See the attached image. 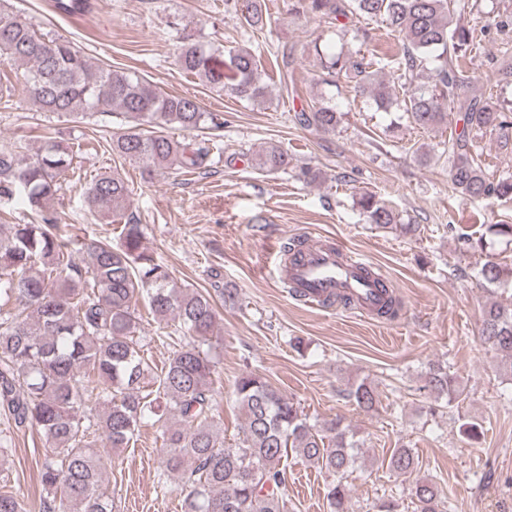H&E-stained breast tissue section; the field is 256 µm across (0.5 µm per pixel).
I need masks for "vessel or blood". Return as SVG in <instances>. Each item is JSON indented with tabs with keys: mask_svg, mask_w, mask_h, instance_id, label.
Segmentation results:
<instances>
[{
	"mask_svg": "<svg viewBox=\"0 0 512 512\" xmlns=\"http://www.w3.org/2000/svg\"><path fill=\"white\" fill-rule=\"evenodd\" d=\"M368 268L361 255L316 242L298 258L281 262L278 278L309 305L319 307L329 297L346 294L356 311L370 315L386 300L389 289L386 278L368 275Z\"/></svg>",
	"mask_w": 512,
	"mask_h": 512,
	"instance_id": "vessel-or-blood-1",
	"label": "vessel or blood"
}]
</instances>
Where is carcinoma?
Here are the masks:
<instances>
[{"label":"carcinoma","instance_id":"1","mask_svg":"<svg viewBox=\"0 0 512 512\" xmlns=\"http://www.w3.org/2000/svg\"><path fill=\"white\" fill-rule=\"evenodd\" d=\"M224 5L232 6L251 31L267 26L262 0H225ZM56 8L80 14L92 3L56 0ZM464 9L461 0H288V12L297 17L312 15L328 24L341 17L368 18L403 43L391 59L368 60L331 43L316 45L321 83L327 86L345 77L377 110L403 112L423 129L447 125L448 104L460 90H472L462 129L444 149L452 189L469 200H512V177L489 180L472 150V135L478 133L496 132L505 146L512 141V106L473 85L457 64L474 47L470 29L461 22ZM0 61L25 66L32 100L44 112H119L124 128L112 137V154L149 172L196 169L208 155L206 148L182 144L164 130L224 126L220 115L204 111L195 97L167 94L131 73L96 66L72 42L47 40L29 20L2 11ZM176 63L241 100L260 103L268 95L256 57L246 49L217 55L184 32ZM386 68L389 81L377 76ZM340 118L329 102L294 115L298 124L324 132L335 130ZM73 161V150L49 139L26 158L0 149V198L22 196L33 213L26 224H0V407L15 428L35 427L43 437L44 512H112V500L102 491L107 461L90 430L96 428L109 448H127L148 423L160 424L163 475L182 484L187 512H287L282 462L290 452L333 476L326 488L330 512H349L346 478L362 447L356 432L339 418L320 426L308 422L292 399L255 373L246 372L236 382L245 426L239 442L224 446L212 389L216 310L210 294L175 283L144 247L142 225L131 218L115 244L62 238L45 206ZM289 164L288 153L277 146L255 159V167L268 173L285 171ZM127 199V184L117 171L94 179L85 196L90 211L109 217L124 216ZM356 204L369 224L416 231L372 193L359 195ZM83 255L84 269L77 263ZM480 273L496 285L504 268L489 259ZM140 299L156 322L172 321L188 336L158 373L135 336ZM481 340L512 372V307H485ZM422 389L449 404L460 396L456 375L440 363L426 371ZM347 396L366 412L379 401L367 381L352 386ZM387 467L411 475L417 467L413 449H393ZM414 496L417 512H444L435 482L417 481Z\"/></svg>","mask_w":512,"mask_h":512}]
</instances>
